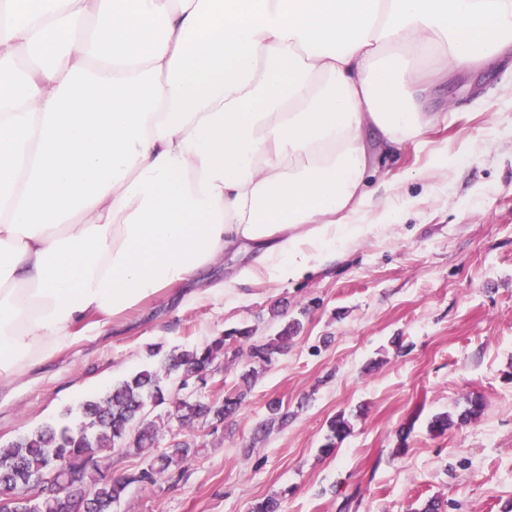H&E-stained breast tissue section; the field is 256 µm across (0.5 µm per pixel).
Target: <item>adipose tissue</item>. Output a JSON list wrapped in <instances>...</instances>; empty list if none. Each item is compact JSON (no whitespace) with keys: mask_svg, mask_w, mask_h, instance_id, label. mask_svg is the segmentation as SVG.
Segmentation results:
<instances>
[{"mask_svg":"<svg viewBox=\"0 0 512 512\" xmlns=\"http://www.w3.org/2000/svg\"><path fill=\"white\" fill-rule=\"evenodd\" d=\"M511 54L512 0H0V399L164 289L391 225L417 97Z\"/></svg>","mask_w":512,"mask_h":512,"instance_id":"ef3b65f1","label":"adipose tissue"}]
</instances>
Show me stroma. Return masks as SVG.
Instances as JSON below:
<instances>
[{
  "mask_svg": "<svg viewBox=\"0 0 512 512\" xmlns=\"http://www.w3.org/2000/svg\"><path fill=\"white\" fill-rule=\"evenodd\" d=\"M512 66L449 77L424 104L447 124L408 145L397 172L438 163L447 180H413L392 226L345 248L316 274L260 281L185 309L165 293L129 311L119 332L84 340L38 367L0 404V444L60 420L113 383L158 365L160 354L249 327L255 338L302 328L287 355L258 368L241 410L219 429L199 427L203 449L178 484L130 486L121 512H252L269 497L283 512H504L512 502ZM487 139L464 156L460 140ZM480 395L483 415L432 433L440 413ZM288 419L271 423L268 404ZM344 415L350 435L321 448ZM412 425L405 454L399 431Z\"/></svg>",
  "mask_w": 512,
  "mask_h": 512,
  "instance_id": "35a3bbf8",
  "label": "stroma"
}]
</instances>
